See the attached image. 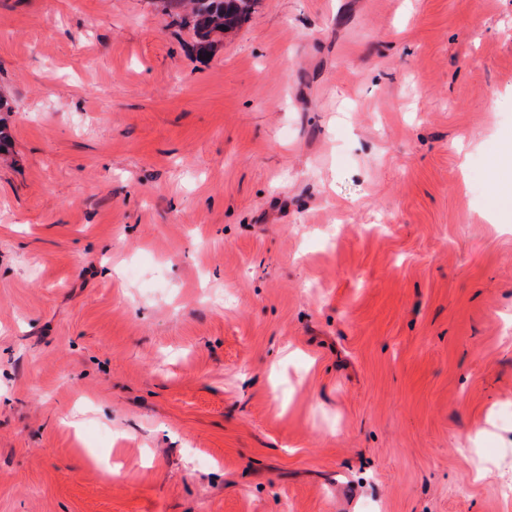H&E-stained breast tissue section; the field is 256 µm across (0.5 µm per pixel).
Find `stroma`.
Wrapping results in <instances>:
<instances>
[{
    "instance_id": "obj_1",
    "label": "stroma",
    "mask_w": 512,
    "mask_h": 512,
    "mask_svg": "<svg viewBox=\"0 0 512 512\" xmlns=\"http://www.w3.org/2000/svg\"><path fill=\"white\" fill-rule=\"evenodd\" d=\"M194 42L0 0V512H512V0Z\"/></svg>"
}]
</instances>
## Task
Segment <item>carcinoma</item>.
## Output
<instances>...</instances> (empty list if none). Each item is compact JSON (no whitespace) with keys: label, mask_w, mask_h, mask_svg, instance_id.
I'll return each mask as SVG.
<instances>
[{"label":"carcinoma","mask_w":512,"mask_h":512,"mask_svg":"<svg viewBox=\"0 0 512 512\" xmlns=\"http://www.w3.org/2000/svg\"><path fill=\"white\" fill-rule=\"evenodd\" d=\"M164 12L197 37L196 51L204 56L224 34L242 26L257 0H160Z\"/></svg>","instance_id":"obj_1"}]
</instances>
